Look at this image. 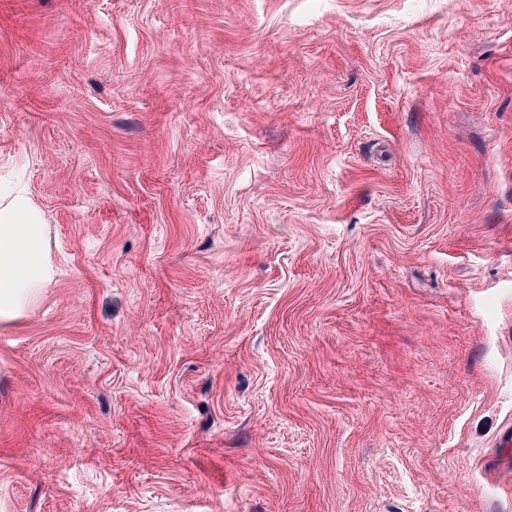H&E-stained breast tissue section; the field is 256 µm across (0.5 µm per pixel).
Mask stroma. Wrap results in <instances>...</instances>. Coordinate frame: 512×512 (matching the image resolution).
I'll use <instances>...</instances> for the list:
<instances>
[{
  "label": "stroma",
  "instance_id": "35a3bbf8",
  "mask_svg": "<svg viewBox=\"0 0 512 512\" xmlns=\"http://www.w3.org/2000/svg\"><path fill=\"white\" fill-rule=\"evenodd\" d=\"M0 512H512V0H0ZM50 278L44 224L21 194L0 196V319L21 313Z\"/></svg>",
  "mask_w": 512,
  "mask_h": 512
}]
</instances>
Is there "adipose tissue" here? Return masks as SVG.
I'll return each mask as SVG.
<instances>
[{
  "instance_id": "ef3b65f1",
  "label": "adipose tissue",
  "mask_w": 512,
  "mask_h": 512,
  "mask_svg": "<svg viewBox=\"0 0 512 512\" xmlns=\"http://www.w3.org/2000/svg\"><path fill=\"white\" fill-rule=\"evenodd\" d=\"M50 278L44 224L21 194L0 196V319L21 313Z\"/></svg>"
}]
</instances>
